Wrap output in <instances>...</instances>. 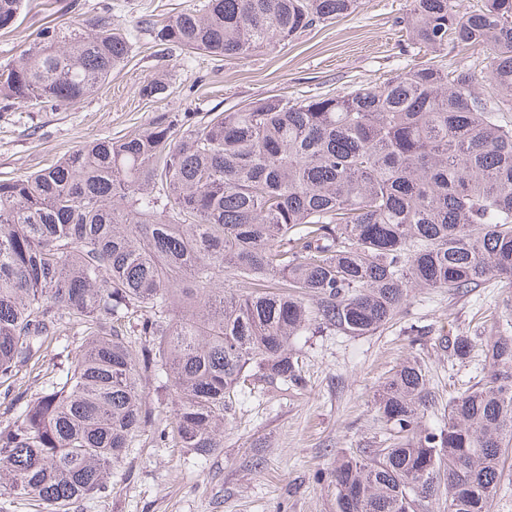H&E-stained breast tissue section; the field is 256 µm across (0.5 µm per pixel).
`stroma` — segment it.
Returning <instances> with one entry per match:
<instances>
[{
    "instance_id": "stroma-1",
    "label": "stroma",
    "mask_w": 512,
    "mask_h": 512,
    "mask_svg": "<svg viewBox=\"0 0 512 512\" xmlns=\"http://www.w3.org/2000/svg\"><path fill=\"white\" fill-rule=\"evenodd\" d=\"M200 2L25 0L17 28L0 31L1 67L41 28L87 17L123 21L131 51L108 84L76 105L0 109V179L46 168L86 142L147 127L162 112L197 120L269 95L344 94L380 85L421 61L403 28L412 0H360L348 16L241 59L157 44L140 25L145 16L162 23ZM157 80L167 93L145 96L146 84ZM504 296L491 283L464 296L415 289L396 320L374 334L311 330L295 337L304 387H243L224 422V446L207 459L159 441L157 430L173 407L144 381L152 423L138 448L113 468L107 493L72 503L68 512H335L330 472L337 458L385 437L374 401L379 385L403 361H417L432 396L423 423L436 426L448 414L449 397L482 368L478 349L453 362L447 339L487 336L491 324L482 314Z\"/></svg>"
}]
</instances>
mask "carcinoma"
Returning a JSON list of instances; mask_svg holds the SVG:
<instances>
[{
	"label": "carcinoma",
	"instance_id": "obj_1",
	"mask_svg": "<svg viewBox=\"0 0 512 512\" xmlns=\"http://www.w3.org/2000/svg\"><path fill=\"white\" fill-rule=\"evenodd\" d=\"M358 4L203 0L146 29L191 54L244 58ZM23 7L0 0V30ZM406 27L434 56L490 45L486 76L426 63L378 87L273 95L188 124L162 112L0 179V379L39 380L0 424V487L53 512L101 495L151 423L147 376L174 407L159 438L206 457L224 447L242 383L303 384L294 337L373 333L412 288H512V0H413ZM129 51L110 17L46 26L0 70V101L75 104ZM70 334L85 337L78 357L42 363ZM473 348L463 335L449 345L457 360ZM482 352L483 376L437 428L422 425L421 365L384 381L389 438L336 460V512H420L439 494L450 512H491L512 447V325Z\"/></svg>",
	"mask_w": 512,
	"mask_h": 512
}]
</instances>
